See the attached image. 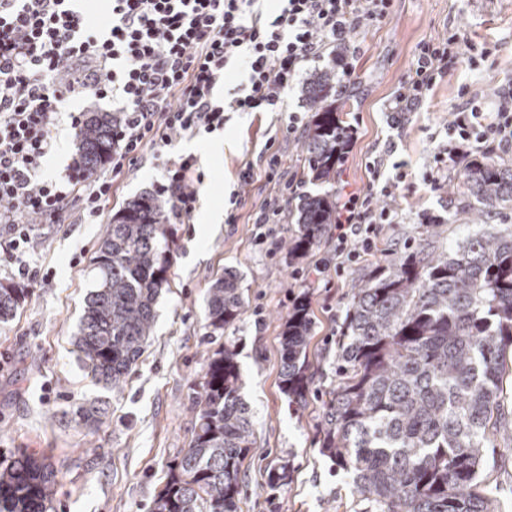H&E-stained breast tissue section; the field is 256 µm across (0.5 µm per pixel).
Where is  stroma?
I'll return each instance as SVG.
<instances>
[{
	"label": "stroma",
	"mask_w": 512,
	"mask_h": 512,
	"mask_svg": "<svg viewBox=\"0 0 512 512\" xmlns=\"http://www.w3.org/2000/svg\"><path fill=\"white\" fill-rule=\"evenodd\" d=\"M461 29L468 41L493 47L480 68L460 65L437 83L416 111L393 128L387 104L414 60L418 43ZM361 50L353 61L365 87L360 103L340 114L352 132L351 144L335 181L303 183L302 193H336L340 184L368 183L366 161L389 154L387 177H400L394 200L403 213L399 224L381 227L379 250L371 261L396 258L408 247L452 250L467 235L512 227L508 215L479 217L461 209L456 184L465 165L458 158L432 192L420 175L438 149L447 147L448 127L468 86L479 100L512 84V0H395L392 20L355 37ZM284 112H234L223 130L183 139L170 157L194 155L204 175L200 201L190 223L178 225L169 284L155 305L147 346L121 389L92 380L73 345L85 297L93 284L91 259L104 237L107 220L128 200L152 194L160 179L154 159L114 185L95 224L35 225V258L52 269L51 283L34 286L16 315L0 323V453L43 455L57 472L58 488L50 512H149L154 495L167 480V465L187 447L195 416L190 409L194 381L205 361L224 342L238 350L242 394L253 420L256 448L244 462L241 512H370V504L351 481L320 452L319 429L336 377V339L349 298L371 261L350 264L344 276L332 266V246L321 241L305 267L328 260L323 273L308 282L294 277L286 244L296 226L299 202H283L276 227L275 256L257 246L254 214L269 197L262 156L274 142L283 175H305L303 135L287 130L289 114L309 122L297 90L288 93ZM252 167L254 179L242 191L238 221L226 223L228 198L238 174ZM238 277L246 310L224 335L203 329L207 291L225 272ZM307 296L313 320L308 359L313 378L305 405H297L280 385L282 319L295 298ZM98 408L106 421L92 428L80 410ZM287 468L276 496H269V471ZM484 488L512 512V430L495 432L486 443Z\"/></svg>",
	"instance_id": "35a3bbf8"
}]
</instances>
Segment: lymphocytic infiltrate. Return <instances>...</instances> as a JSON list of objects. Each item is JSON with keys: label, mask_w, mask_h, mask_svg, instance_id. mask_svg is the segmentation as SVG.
I'll use <instances>...</instances> for the list:
<instances>
[{"label": "lymphocytic infiltrate", "mask_w": 512, "mask_h": 512, "mask_svg": "<svg viewBox=\"0 0 512 512\" xmlns=\"http://www.w3.org/2000/svg\"><path fill=\"white\" fill-rule=\"evenodd\" d=\"M256 2L110 0L112 25L98 30L77 0H0V265L24 283L50 282L52 271L32 258L30 217L44 224L98 220L114 183L150 154L161 161L158 192L171 200V216L189 223L202 182L197 159H171L165 149L223 129L230 112L282 111L304 61L393 15V0H278L267 13ZM491 54L458 29L419 43L389 111H415L459 63L476 69ZM239 59L248 69L247 87L217 101L227 66ZM79 94L120 100L112 154L94 172L76 168L63 181L43 178L63 104ZM448 134V147L434 154L424 175L434 190L459 156L512 149V86L495 90L484 105L466 99ZM280 161L278 152L270 153L266 178L278 195L260 207L257 224L280 223V198L300 186L293 176L280 183ZM368 173L367 187L345 194L338 206L333 242L344 259L336 267L340 273L345 262L375 249L379 225L402 217L400 209L378 203L395 197L396 183L378 162H370Z\"/></svg>", "instance_id": "f902f5d3"}]
</instances>
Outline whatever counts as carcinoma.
<instances>
[{"label": "carcinoma", "instance_id": "carcinoma-1", "mask_svg": "<svg viewBox=\"0 0 512 512\" xmlns=\"http://www.w3.org/2000/svg\"><path fill=\"white\" fill-rule=\"evenodd\" d=\"M313 112L305 140L308 175L331 182L349 137L338 104L354 96L336 66L301 88ZM112 153V113L93 112L77 135L75 160L93 172ZM477 211L512 208V163L477 155L458 180ZM170 203L126 202L108 224L92 265L74 345L92 379L115 390L126 381L152 332L154 305L168 283L174 230ZM288 256L307 259L336 221V196L305 195L293 215ZM28 289L0 283V321ZM245 312L237 276L207 294L205 335L222 336ZM309 304L295 301L281 333V387L298 404L312 375ZM336 376L320 431V450L378 512H498L479 491L485 443L512 422L502 417L512 384V230L476 232L450 252L412 251L370 267L354 287L336 342ZM189 447L168 465L150 512H239L240 474L255 447L240 392L237 349L223 344L194 383ZM57 475L28 453L0 459V512H47Z\"/></svg>", "mask_w": 512, "mask_h": 512}]
</instances>
